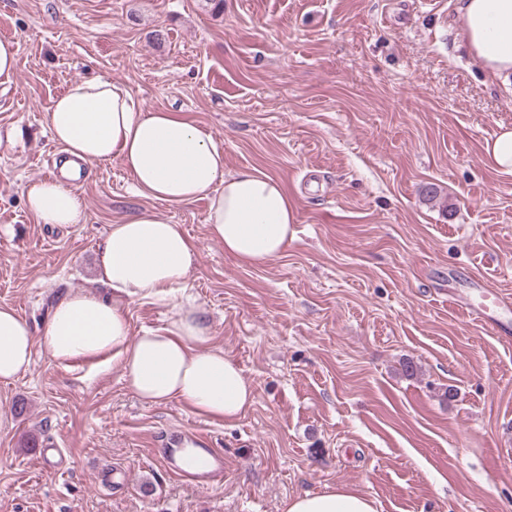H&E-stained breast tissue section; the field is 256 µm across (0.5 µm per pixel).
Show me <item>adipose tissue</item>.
I'll return each mask as SVG.
<instances>
[{"instance_id":"1","label":"adipose tissue","mask_w":512,"mask_h":512,"mask_svg":"<svg viewBox=\"0 0 512 512\" xmlns=\"http://www.w3.org/2000/svg\"><path fill=\"white\" fill-rule=\"evenodd\" d=\"M459 35L488 79H512V0H456ZM63 152L61 175L26 187L40 224H81L86 203L71 180L81 164L119 160L138 193L178 205L208 202L212 241L248 266L278 258L295 239L297 212L277 178L250 168L224 169V151L203 128L173 110L137 102L129 89L97 77L71 83L48 112ZM197 254L181 225L132 214L111 225L96 251L99 292L59 299L41 340L9 307H0V380L27 370L35 344L58 363L118 364L142 401H177L191 412L231 423L252 405L254 391L223 350L210 347L211 327L194 309L174 305L168 322L132 335L129 302L170 297L183 288ZM283 512H376L373 500L345 487L288 499Z\"/></svg>"}]
</instances>
